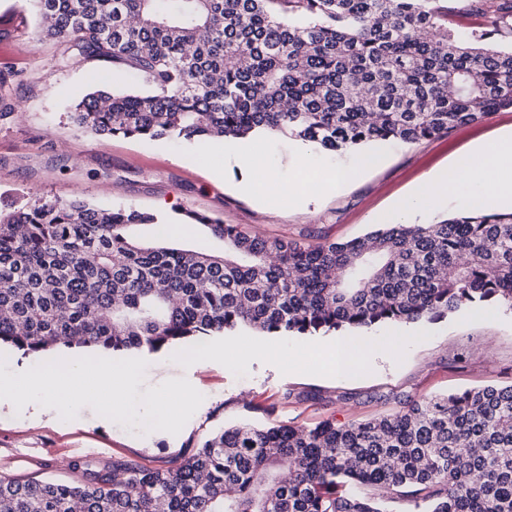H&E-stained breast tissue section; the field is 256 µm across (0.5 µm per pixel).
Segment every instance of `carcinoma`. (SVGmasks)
<instances>
[{
  "label": "carcinoma",
  "instance_id": "carcinoma-1",
  "mask_svg": "<svg viewBox=\"0 0 512 512\" xmlns=\"http://www.w3.org/2000/svg\"><path fill=\"white\" fill-rule=\"evenodd\" d=\"M28 2L67 57L110 62L148 87L74 105L72 122L103 138L271 133L345 153L512 108V47L460 35L447 0ZM473 13L495 25L512 0H478ZM185 221L224 250L141 243L127 229L163 218L76 197L0 207V345L203 349L240 327L317 336L512 307V212L308 246L198 213ZM397 500L512 512V384L407 398L358 423L243 424L166 469L117 461L66 483L0 475V512H388Z\"/></svg>",
  "mask_w": 512,
  "mask_h": 512
}]
</instances>
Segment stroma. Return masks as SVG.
<instances>
[{"mask_svg":"<svg viewBox=\"0 0 512 512\" xmlns=\"http://www.w3.org/2000/svg\"><path fill=\"white\" fill-rule=\"evenodd\" d=\"M37 19L26 0H0V199L33 202L79 197L101 208L123 207L166 216V227L134 226L145 242L197 250L222 244L201 226H186L193 210L223 217L260 236L304 245L344 241L378 224L399 221L397 203L435 171L466 155L476 144L512 133V109L486 114L477 122L414 144L386 142L368 150L374 165L341 187L334 169L350 164V153L310 150L298 170L301 143L283 135L253 137L259 166L280 180L310 186V223L296 219L293 203L242 193L241 175L224 168V148L200 151L197 144L113 137L101 139L76 128L69 107L95 89H139L131 71L117 72L94 59L66 61L61 44L37 39ZM347 344L382 340L391 352H376L354 373L334 371L328 351ZM228 346L242 350L224 363L209 350L185 342L146 354L148 368L138 393L184 378L204 400L178 434L144 433L137 426L102 424L86 414L71 421L51 419L38 430L0 411V474L26 479L67 480L74 464L90 469L123 458L145 468L173 465L206 437L243 422L308 427L331 420L355 423L399 410L403 397L443 395L464 389L512 383V310L464 308L436 321L396 328L325 336H272L240 328L225 333ZM289 356L292 367L278 362Z\"/></svg>","mask_w":512,"mask_h":512,"instance_id":"obj_1","label":"stroma"}]
</instances>
